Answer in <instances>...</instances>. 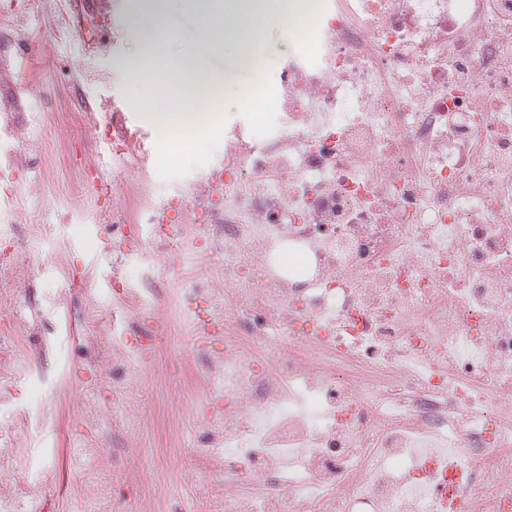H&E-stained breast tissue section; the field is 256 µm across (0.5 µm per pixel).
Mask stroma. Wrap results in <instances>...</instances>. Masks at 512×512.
Segmentation results:
<instances>
[{
    "label": "stroma",
    "instance_id": "stroma-1",
    "mask_svg": "<svg viewBox=\"0 0 512 512\" xmlns=\"http://www.w3.org/2000/svg\"><path fill=\"white\" fill-rule=\"evenodd\" d=\"M31 2L34 22L50 36L25 39L0 27V113H12L21 129L38 120L40 134L24 142L20 175L0 206L22 211L13 227L19 239L52 221L53 205H72L82 216L58 225L42 253L19 250L21 290L14 301L0 300V321L13 330L0 334V458L12 464L0 496L31 492L41 512H138L136 488L151 472L164 433L150 420L133 434L113 423L121 402L112 388V327L126 325L128 312L112 300V275L139 285L143 259L124 255L120 229L84 206L99 191L122 203L142 166L156 198L183 192L222 162L225 128L268 130L278 102L271 68L283 47L297 50L307 39L281 26L266 29L257 51L270 69L259 79L239 67L233 46L212 53L208 66L222 88L219 126L187 142L161 132L137 101L124 62L152 33L132 25L129 0ZM204 8L203 0H171L163 16L172 34L164 48L168 63L200 40ZM106 9L116 17L110 27L100 22ZM127 112L146 135L136 156L119 158L112 154V126ZM36 176L45 181L50 205L33 211L27 185ZM139 394L146 407L168 399L181 417L169 466L189 483L157 485L154 493L169 512H207L208 484L195 480L191 453L199 440L195 393L183 375L163 379L154 368L143 375ZM91 443L103 450L92 482L70 461L72 448Z\"/></svg>",
    "mask_w": 512,
    "mask_h": 512
}]
</instances>
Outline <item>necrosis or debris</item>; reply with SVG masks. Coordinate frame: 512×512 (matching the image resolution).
Here are the masks:
<instances>
[{
	"label": "necrosis or debris",
	"instance_id": "1",
	"mask_svg": "<svg viewBox=\"0 0 512 512\" xmlns=\"http://www.w3.org/2000/svg\"><path fill=\"white\" fill-rule=\"evenodd\" d=\"M316 12L278 127L125 212L203 263L173 301L213 512H512V0ZM151 336L117 339L127 401Z\"/></svg>",
	"mask_w": 512,
	"mask_h": 512
}]
</instances>
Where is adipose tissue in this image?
I'll list each match as a JSON object with an SVG mask.
<instances>
[{"label":"adipose tissue","instance_id":"ef3b65f1","mask_svg":"<svg viewBox=\"0 0 512 512\" xmlns=\"http://www.w3.org/2000/svg\"><path fill=\"white\" fill-rule=\"evenodd\" d=\"M248 13L222 12L219 18L203 19L204 34L199 49L189 51L174 66L167 68L155 50L170 36L160 23L162 0H130L133 24L154 32V43L131 56L125 67L133 83L148 84L147 107L154 110L163 129L180 131L211 126L213 115L200 111L199 100L191 87H212L216 81L203 62V52L213 46L234 42L237 56L247 67H254V47L264 31L272 25L290 27L304 33L305 27L295 0H250Z\"/></svg>","mask_w":512,"mask_h":512}]
</instances>
